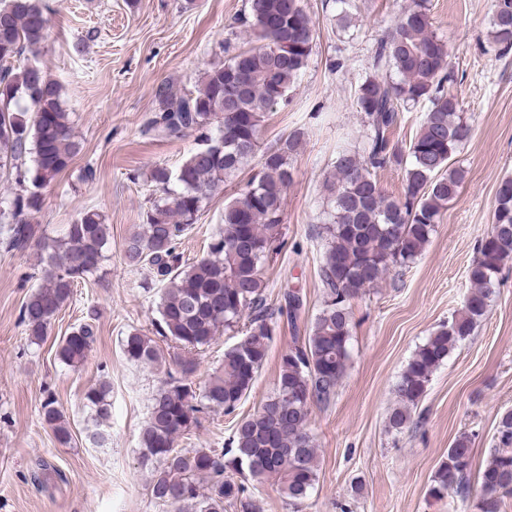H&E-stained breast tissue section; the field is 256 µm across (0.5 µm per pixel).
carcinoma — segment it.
I'll return each instance as SVG.
<instances>
[{"label": "carcinoma", "mask_w": 512, "mask_h": 512, "mask_svg": "<svg viewBox=\"0 0 512 512\" xmlns=\"http://www.w3.org/2000/svg\"><path fill=\"white\" fill-rule=\"evenodd\" d=\"M49 11L45 0H5L0 6V170H16L14 191L6 205L0 204V223L7 225L6 249L42 246L43 277L21 312L37 345L76 285L100 269L111 238V225L93 210L50 243L35 223L41 189L80 152L60 86L37 64L16 66L24 54L39 53ZM236 23L251 31L253 44L237 45L232 31L224 41V62L212 65L195 90L181 93L164 83L155 92L156 107L145 130L164 136L195 133L199 144L177 168L152 170L151 182L161 196L125 247L127 266L149 269L147 287L159 286L156 333L178 350L173 357L177 374H168L158 388L139 434V464L150 472V495L175 512H224V505L236 503L242 512H251L256 505L246 500L247 478L274 479L291 506L308 498L318 458L309 428L311 408L328 406L345 374L350 304L421 254L459 192L464 170L456 166V157L471 133L457 99L445 91L448 45L431 30L428 0H410L380 40L375 73L355 91L368 130L364 147L338 151L324 184L329 210L316 227L325 242L322 309L308 335L295 337L281 356L274 395L236 423L229 447L179 450L177 439L198 424V414L236 411L267 359L278 322L284 316L296 321L302 306L295 292L284 294L282 303L270 301L263 268L281 247L283 200L304 132L296 130L263 150L260 135L266 114L287 102L309 63L314 21L303 0H246ZM491 24L494 39L511 49L512 0H495ZM423 102L428 107L419 131L403 152L391 145V136L401 112ZM254 160L245 188L224 205V225L211 237L206 254L187 266L179 264L177 247L207 201ZM389 165L404 170L401 200L387 197L375 178V170ZM476 251L463 307L417 348L396 384L388 426L397 432L413 423L434 371L485 316L498 275L512 260V178L497 187L494 224ZM238 327L243 336L224 350L218 372L195 387L193 353ZM94 342V325L84 322L63 337L56 356L78 367ZM122 347L138 366L166 361L157 341L138 332L128 334ZM111 392L110 383L102 381L84 396V407L94 416L85 438L98 448L111 442L106 429ZM42 418L60 443L69 442L70 431L54 400L42 404ZM474 438L467 432L455 437L428 494L438 500L451 494L470 498L473 512H501L504 498L512 495V410L500 415L492 448L476 474Z\"/></svg>", "instance_id": "cac0c4a2"}]
</instances>
